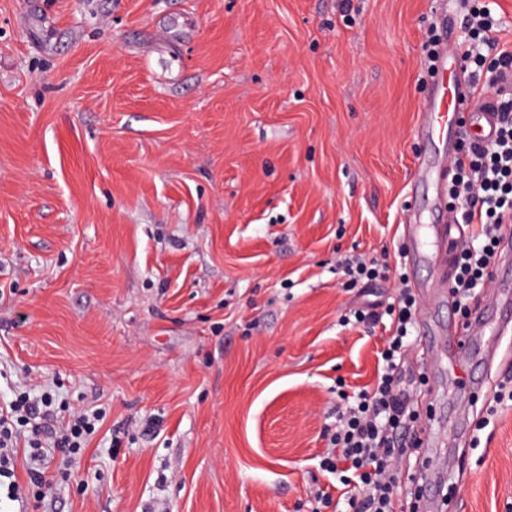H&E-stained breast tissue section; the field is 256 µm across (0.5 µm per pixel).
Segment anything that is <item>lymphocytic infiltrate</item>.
Returning a JSON list of instances; mask_svg holds the SVG:
<instances>
[{
  "label": "lymphocytic infiltrate",
  "mask_w": 512,
  "mask_h": 512,
  "mask_svg": "<svg viewBox=\"0 0 512 512\" xmlns=\"http://www.w3.org/2000/svg\"><path fill=\"white\" fill-rule=\"evenodd\" d=\"M472 50L462 56V67L469 75V93L485 97L483 73L502 76L512 72V45L501 43L499 27L489 10L468 9ZM500 122L495 138L487 144L472 143L460 148L454 164L457 179L452 193L462 203V220L474 225L475 246L463 247L452 291L469 298L474 288L488 279L497 253L500 233L512 222V99L499 101ZM416 301L408 287H401L396 305L387 310L395 331L382 353L383 372L376 386L346 407L327 435L328 448L320 460L324 472L337 477L343 486L347 512H396L402 492L394 472L396 460L406 448L418 446L415 427L407 423L411 415L407 402L397 397L400 379L396 369L401 362L408 328L416 317ZM53 397L21 393L9 412L0 414V479H7V496L16 499L19 486L14 481L10 450L15 428L29 427L30 455L40 460L44 437H52L61 452L75 454L95 428L88 416L74 418L51 436L47 427L52 418Z\"/></svg>",
  "instance_id": "1"
}]
</instances>
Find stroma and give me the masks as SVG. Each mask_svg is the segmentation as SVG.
<instances>
[{
    "label": "stroma",
    "instance_id": "1",
    "mask_svg": "<svg viewBox=\"0 0 512 512\" xmlns=\"http://www.w3.org/2000/svg\"><path fill=\"white\" fill-rule=\"evenodd\" d=\"M457 0H0V407L52 390L85 447L29 457L46 512H308L326 429L388 339L350 318L418 314L411 403L448 438L435 512H512V331L462 336L408 227L448 217L417 187L432 28ZM384 258L353 284L341 264ZM434 321L444 342L419 353Z\"/></svg>",
    "mask_w": 512,
    "mask_h": 512
}]
</instances>
